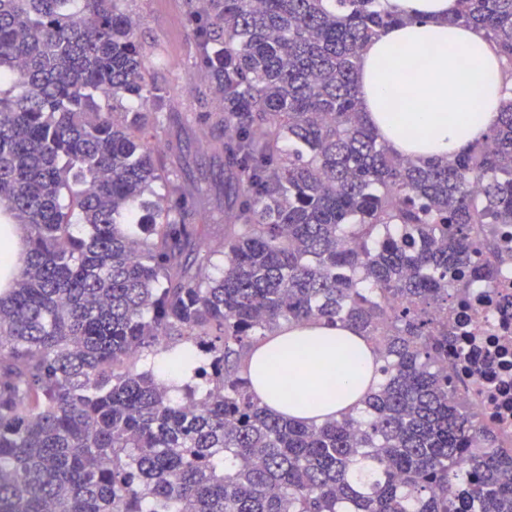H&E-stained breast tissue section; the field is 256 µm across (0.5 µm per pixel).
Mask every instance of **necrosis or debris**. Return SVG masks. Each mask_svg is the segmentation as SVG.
Masks as SVG:
<instances>
[{"instance_id":"obj_1","label":"necrosis or debris","mask_w":512,"mask_h":512,"mask_svg":"<svg viewBox=\"0 0 512 512\" xmlns=\"http://www.w3.org/2000/svg\"><path fill=\"white\" fill-rule=\"evenodd\" d=\"M448 365L460 394L512 447V264L491 286L469 289L448 312Z\"/></svg>"}]
</instances>
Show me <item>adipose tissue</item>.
<instances>
[{
	"label": "adipose tissue",
	"mask_w": 512,
	"mask_h": 512,
	"mask_svg": "<svg viewBox=\"0 0 512 512\" xmlns=\"http://www.w3.org/2000/svg\"><path fill=\"white\" fill-rule=\"evenodd\" d=\"M403 24L360 53L362 109L380 141L422 161L484 141L512 95L483 34L453 23L457 0H388ZM243 374L261 403L285 417L322 422L360 408L380 381L371 345L351 328L289 324L249 353Z\"/></svg>",
	"instance_id": "adipose-tissue-1"
}]
</instances>
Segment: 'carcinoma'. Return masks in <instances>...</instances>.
<instances>
[{"mask_svg":"<svg viewBox=\"0 0 512 512\" xmlns=\"http://www.w3.org/2000/svg\"><path fill=\"white\" fill-rule=\"evenodd\" d=\"M123 2L0 0V212L27 232L0 297V512H512V454L448 367V305L508 260L512 98L484 142L413 161L360 107L361 48L404 22L384 0H186L190 118ZM457 3L512 80V0ZM312 320L354 327L381 376L321 424L242 372ZM148 356L206 388L173 398Z\"/></svg>","mask_w":512,"mask_h":512,"instance_id":"1","label":"carcinoma"}]
</instances>
